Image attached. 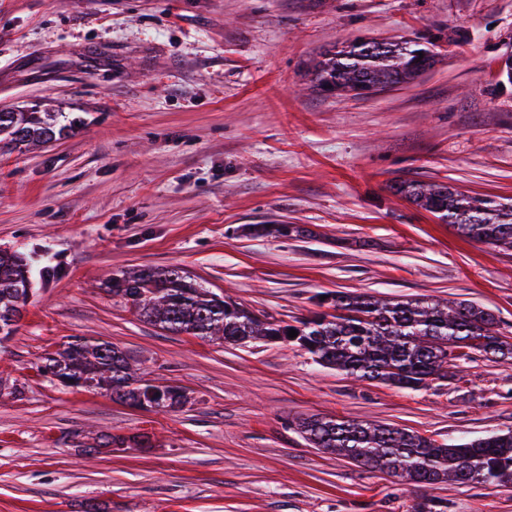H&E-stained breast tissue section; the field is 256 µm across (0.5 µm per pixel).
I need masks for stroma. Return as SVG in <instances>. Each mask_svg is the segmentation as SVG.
<instances>
[{"instance_id":"stroma-1","label":"stroma","mask_w":512,"mask_h":512,"mask_svg":"<svg viewBox=\"0 0 512 512\" xmlns=\"http://www.w3.org/2000/svg\"><path fill=\"white\" fill-rule=\"evenodd\" d=\"M360 37L426 42L438 62L367 96L313 88L319 53ZM511 48L512 0H0V108L58 113L62 129L0 154V249L28 256L35 288L0 342V512H512V484H405L294 426L318 414L447 443L507 431L512 363L475 352L399 389L289 343L168 333L102 284L176 267L290 324L322 292L445 298L512 338V251L394 190L512 199V84L496 77ZM79 338L190 402L132 407L42 372ZM100 432L150 445L87 455Z\"/></svg>"}]
</instances>
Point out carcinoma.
<instances>
[{
	"instance_id": "obj_1",
	"label": "carcinoma",
	"mask_w": 512,
	"mask_h": 512,
	"mask_svg": "<svg viewBox=\"0 0 512 512\" xmlns=\"http://www.w3.org/2000/svg\"><path fill=\"white\" fill-rule=\"evenodd\" d=\"M436 63L433 52L411 42L385 46L361 38L330 49L313 65L314 82L323 91L349 94L407 83ZM54 112H1L0 151L26 150L57 140ZM396 192L452 226L458 234L512 249V203L466 195L448 185L402 180ZM30 266L18 251H0V335L9 336L26 309ZM114 295L131 303L143 322L163 330L246 346L292 340L318 364L357 378L400 389H418L455 374L469 358L455 349L468 347L512 362V342L500 336L494 313L453 300L387 301L344 292L325 294L340 313L316 314L281 325L262 320L243 306L223 299L177 268L126 271L106 281ZM298 335L288 337L289 330ZM42 370L77 388L99 389L112 399L136 406L178 409L187 403L184 389L153 384L131 368L112 344L78 339L43 359ZM302 437L316 448L348 458L369 470L401 481L507 484L512 481V430L460 444L440 443L388 424L310 415L297 419Z\"/></svg>"
}]
</instances>
